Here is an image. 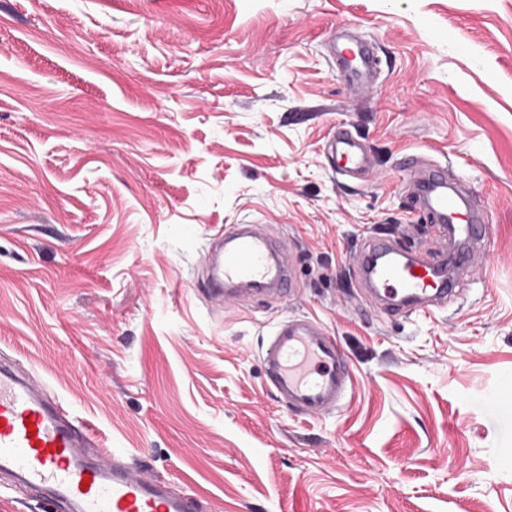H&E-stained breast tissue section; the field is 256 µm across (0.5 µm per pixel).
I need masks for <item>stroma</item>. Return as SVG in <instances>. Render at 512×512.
<instances>
[{
	"mask_svg": "<svg viewBox=\"0 0 512 512\" xmlns=\"http://www.w3.org/2000/svg\"><path fill=\"white\" fill-rule=\"evenodd\" d=\"M344 28L379 59L359 100ZM340 123L363 180L326 163ZM410 155L471 182L491 256L404 319L353 266L379 230L436 247ZM248 221L299 292L210 302L203 248ZM289 314L346 353L340 409L266 388ZM0 360L207 512H512V0H0Z\"/></svg>",
	"mask_w": 512,
	"mask_h": 512,
	"instance_id": "1",
	"label": "stroma"
}]
</instances>
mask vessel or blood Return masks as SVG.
Returning a JSON list of instances; mask_svg holds the SVG:
<instances>
[{
	"label": "vessel or blood",
	"mask_w": 512,
	"mask_h": 512,
	"mask_svg": "<svg viewBox=\"0 0 512 512\" xmlns=\"http://www.w3.org/2000/svg\"><path fill=\"white\" fill-rule=\"evenodd\" d=\"M349 64L347 84L361 93L377 74L372 47L350 42L339 49ZM324 155L340 177L364 171L367 155L347 129H334ZM422 169L416 204L432 213L456 243L484 244L489 225L471 210L468 184L448 181V168ZM468 252L419 254L398 259L394 237L373 233L360 246L357 275L371 285L368 300L391 315L441 311L460 297L452 267L469 263ZM204 294L213 301L256 296L284 299L296 282L286 244L264 224H234L206 252ZM266 385L289 411L315 418L340 408L353 382L349 362L334 336L310 316L283 318L260 353ZM0 475L45 493L53 512H201L202 500L154 478L118 452H99L86 421L74 416L42 384L15 366L0 364Z\"/></svg>",
	"instance_id": "1"
}]
</instances>
